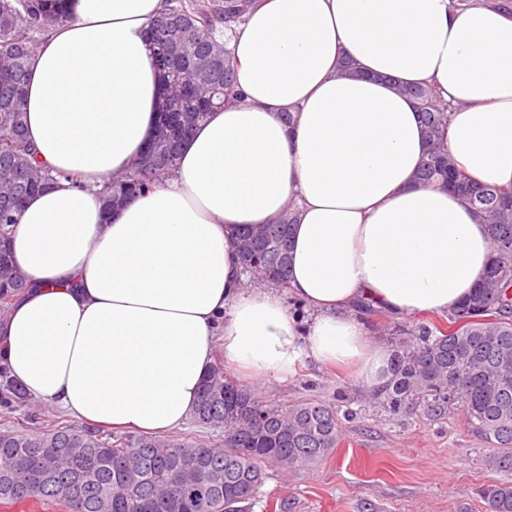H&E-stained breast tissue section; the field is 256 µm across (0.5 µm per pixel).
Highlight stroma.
<instances>
[{
    "label": "stroma",
    "mask_w": 512,
    "mask_h": 512,
    "mask_svg": "<svg viewBox=\"0 0 512 512\" xmlns=\"http://www.w3.org/2000/svg\"><path fill=\"white\" fill-rule=\"evenodd\" d=\"M254 390L269 404L319 400L354 417L343 421L336 448L316 465H265L249 512H487L481 486L505 477L461 413L435 420L416 406L392 414L346 369L306 360L287 380L259 382ZM55 422L74 426L78 420L35 401L13 413L8 425L26 432Z\"/></svg>",
    "instance_id": "obj_1"
}]
</instances>
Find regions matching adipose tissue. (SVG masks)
I'll return each instance as SVG.
<instances>
[{
	"instance_id": "ef3b65f1",
	"label": "adipose tissue",
	"mask_w": 512,
	"mask_h": 512,
	"mask_svg": "<svg viewBox=\"0 0 512 512\" xmlns=\"http://www.w3.org/2000/svg\"><path fill=\"white\" fill-rule=\"evenodd\" d=\"M65 14L30 60L27 135L57 181L10 242L29 286L0 317V367L89 425L158 433L224 363L254 382L297 363L386 384L392 354L355 305L444 314L492 260L491 230L416 173L427 135L399 84L453 106L448 152L512 185V7L450 0H261L231 40L238 99L209 113L173 173L106 211L102 182L151 141L161 81L147 30L165 0H48ZM350 59L357 75L339 74ZM82 176V185L68 176ZM296 201L291 295L246 286L236 243Z\"/></svg>"
}]
</instances>
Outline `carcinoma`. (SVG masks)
<instances>
[{
  "mask_svg": "<svg viewBox=\"0 0 512 512\" xmlns=\"http://www.w3.org/2000/svg\"><path fill=\"white\" fill-rule=\"evenodd\" d=\"M257 0H167L150 22L148 39L159 69H168V125L157 126L129 170L103 182L106 207L123 205L174 170L178 148L208 113L234 98L236 62L224 33L243 21ZM61 19L42 0H0V316L27 286L8 252L15 214L35 192L56 182L37 160L25 130L24 88L30 57ZM417 103L429 145L417 173L423 184L452 189L492 228L493 258L483 281L448 323L409 329L394 321L396 336H413L392 361L383 388L394 412L415 406L442 417L462 412L471 432L493 450V464L512 472V188L483 185L448 153L447 103L433 86H401ZM295 203L256 236L237 242L242 269L288 287ZM26 397L0 370V415ZM194 421L221 429L224 446L152 436H102L70 425L18 433L0 429V501L32 508L59 501L68 512H247L262 484L264 464L308 467L336 446V408L320 402L271 405L214 364ZM482 495L491 512H512V481L489 484Z\"/></svg>",
  "mask_w": 512,
  "mask_h": 512,
  "instance_id": "cac0c4a2",
  "label": "carcinoma"
}]
</instances>
